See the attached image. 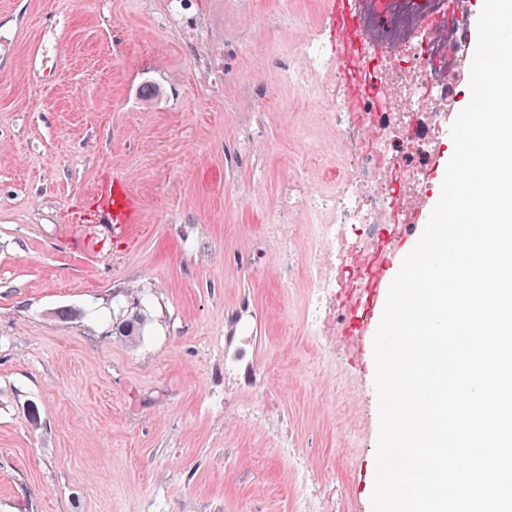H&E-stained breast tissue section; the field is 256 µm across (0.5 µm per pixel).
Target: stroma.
Segmentation results:
<instances>
[{"mask_svg": "<svg viewBox=\"0 0 512 512\" xmlns=\"http://www.w3.org/2000/svg\"><path fill=\"white\" fill-rule=\"evenodd\" d=\"M329 8L0 0V512H295L283 420L336 512H372L371 350L305 335L308 223L278 220L306 136L331 148L287 74L308 35L335 58ZM116 175L131 241L94 218Z\"/></svg>", "mask_w": 512, "mask_h": 512, "instance_id": "1", "label": "stroma"}]
</instances>
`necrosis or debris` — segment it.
I'll use <instances>...</instances> for the list:
<instances>
[{"mask_svg":"<svg viewBox=\"0 0 512 512\" xmlns=\"http://www.w3.org/2000/svg\"><path fill=\"white\" fill-rule=\"evenodd\" d=\"M353 9L366 95L362 107L350 101L344 73L334 72L318 39L307 38L300 56L288 58L289 79L326 104L323 118L336 136L335 181L317 185L291 179L285 187L289 210L309 220L312 248L306 273L311 290L302 324L314 340L336 333V259L343 252L338 225H360L367 249L374 244L372 226L395 223L404 199L384 171L392 167L419 182L439 129L428 123L409 138L406 119L447 110L457 63L469 48L472 0H354ZM367 131L372 138L365 150L361 144ZM278 451L296 469L300 512H329L335 495L306 465L303 450L283 435Z\"/></svg>","mask_w":512,"mask_h":512,"instance_id":"4bbe7bcc","label":"necrosis or debris"}]
</instances>
